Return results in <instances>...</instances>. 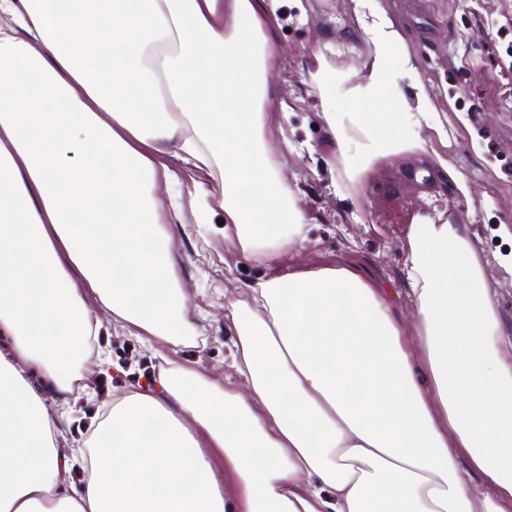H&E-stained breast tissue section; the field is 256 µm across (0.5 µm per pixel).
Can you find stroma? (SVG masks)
<instances>
[{"mask_svg":"<svg viewBox=\"0 0 512 512\" xmlns=\"http://www.w3.org/2000/svg\"><path fill=\"white\" fill-rule=\"evenodd\" d=\"M302 10L283 8L275 35L278 67L272 77L267 109H281L283 93L295 97L291 118L294 138L311 143L318 154H330L324 111L343 113L348 103L339 97L321 100L309 84L317 67L319 38L339 48L329 57L342 73L360 67L362 56L347 53L350 45L365 46L361 27L364 8L353 0H302ZM413 56L435 112L445 121L447 143L434 148L449 166L471 184L462 196L452 186L435 189L414 175L426 167L425 159L399 157L381 160L355 188L344 195L332 192L328 168L309 156L285 152L282 173L294 180L293 188L305 209L312 231L304 247L291 257L292 265L318 263L346 257L345 240L358 242L351 254L368 274L390 287L402 285L399 255L406 245L404 229L420 205L441 196L455 205L450 218L466 225L475 245L484 253L512 258V57L505 50L511 41L495 28L512 33V0H382ZM176 269L190 307L207 313L204 341L195 347L157 344L155 354L145 353L134 337L108 330L103 348L119 364L111 376L85 374L83 382L97 402L111 401L129 383L122 368L143 370L155 365L156 355L194 367L212 376L224 375V304L233 299L243 282L265 275L240 251L231 249L223 236L210 232L178 240Z\"/></svg>","mask_w":512,"mask_h":512,"instance_id":"1","label":"stroma"}]
</instances>
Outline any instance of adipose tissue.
I'll return each mask as SVG.
<instances>
[{"label":"adipose tissue","instance_id":"obj_1","mask_svg":"<svg viewBox=\"0 0 512 512\" xmlns=\"http://www.w3.org/2000/svg\"><path fill=\"white\" fill-rule=\"evenodd\" d=\"M300 2L0 0V512H512V329L464 225L416 217L399 288L353 263L274 271L311 230L266 138L293 107L264 110L280 13ZM367 2L364 71L320 52L310 74L351 107L346 125L324 115L338 193L380 159L432 156L420 127L448 136ZM172 152L223 176L197 183L196 221L174 229ZM217 209L219 234L270 269L227 306L223 381L158 368L58 447L74 380L112 365L90 348L89 301L144 345L201 335L172 242Z\"/></svg>","mask_w":512,"mask_h":512}]
</instances>
